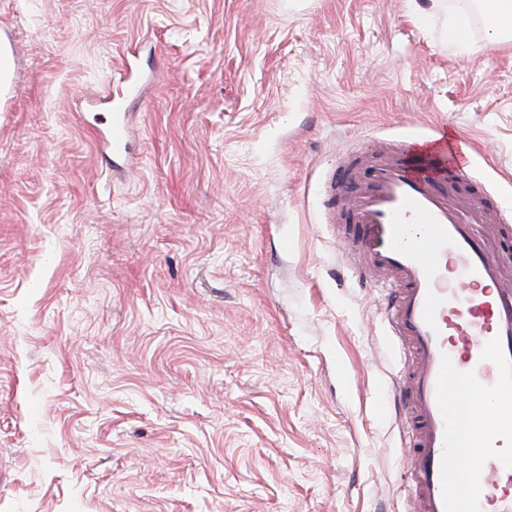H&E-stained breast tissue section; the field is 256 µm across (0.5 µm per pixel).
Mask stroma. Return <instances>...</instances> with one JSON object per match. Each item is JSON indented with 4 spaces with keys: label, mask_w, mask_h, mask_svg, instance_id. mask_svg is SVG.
Returning a JSON list of instances; mask_svg holds the SVG:
<instances>
[{
    "label": "stroma",
    "mask_w": 512,
    "mask_h": 512,
    "mask_svg": "<svg viewBox=\"0 0 512 512\" xmlns=\"http://www.w3.org/2000/svg\"><path fill=\"white\" fill-rule=\"evenodd\" d=\"M465 4L0 0V512H407L400 359L319 195L444 122L512 208V39L452 40ZM138 99V90L135 86L129 88L126 98L112 100V116L104 118L102 122L106 126V137L112 154L121 155L126 153L131 128L125 119V113L129 107Z\"/></svg>",
    "instance_id": "1"
}]
</instances>
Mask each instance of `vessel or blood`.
I'll return each instance as SVG.
<instances>
[{
  "label": "vessel or blood",
  "instance_id": "vessel-or-blood-1",
  "mask_svg": "<svg viewBox=\"0 0 512 512\" xmlns=\"http://www.w3.org/2000/svg\"><path fill=\"white\" fill-rule=\"evenodd\" d=\"M137 98L130 88L104 120L113 154L127 150ZM365 149L328 175L321 199L349 220L344 251L380 290L404 357L392 398L409 427L410 512H512V212L477 203L440 128Z\"/></svg>",
  "mask_w": 512,
  "mask_h": 512
}]
</instances>
